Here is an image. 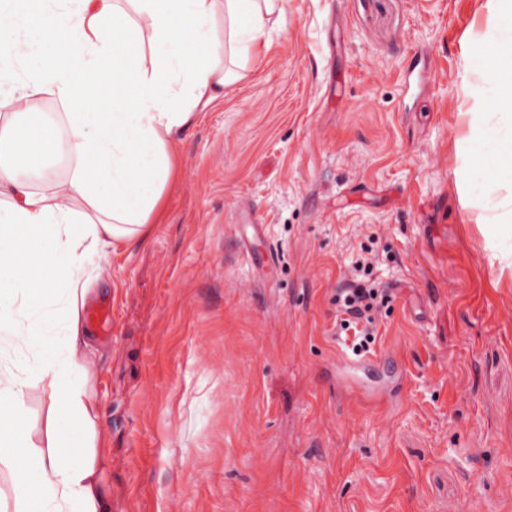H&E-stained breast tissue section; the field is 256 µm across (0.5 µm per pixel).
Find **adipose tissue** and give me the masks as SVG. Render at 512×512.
Here are the masks:
<instances>
[{
	"mask_svg": "<svg viewBox=\"0 0 512 512\" xmlns=\"http://www.w3.org/2000/svg\"><path fill=\"white\" fill-rule=\"evenodd\" d=\"M288 0H0V462L16 512H112L84 312L106 248L147 241L182 134L266 55ZM112 89L104 105L101 87ZM59 111L45 114L46 102ZM50 390L29 449L25 359Z\"/></svg>",
	"mask_w": 512,
	"mask_h": 512,
	"instance_id": "obj_1",
	"label": "adipose tissue"
}]
</instances>
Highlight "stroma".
Returning a JSON list of instances; mask_svg holds the SVG:
<instances>
[{
  "instance_id": "35a3bbf8",
  "label": "stroma",
  "mask_w": 512,
  "mask_h": 512,
  "mask_svg": "<svg viewBox=\"0 0 512 512\" xmlns=\"http://www.w3.org/2000/svg\"><path fill=\"white\" fill-rule=\"evenodd\" d=\"M488 0H288L251 81L185 134L147 245L108 249L88 320L112 512H512V278L478 242L512 177ZM488 219L478 231V218ZM392 295L373 353L404 396L336 374L361 245ZM23 406L43 446L36 365Z\"/></svg>"
}]
</instances>
